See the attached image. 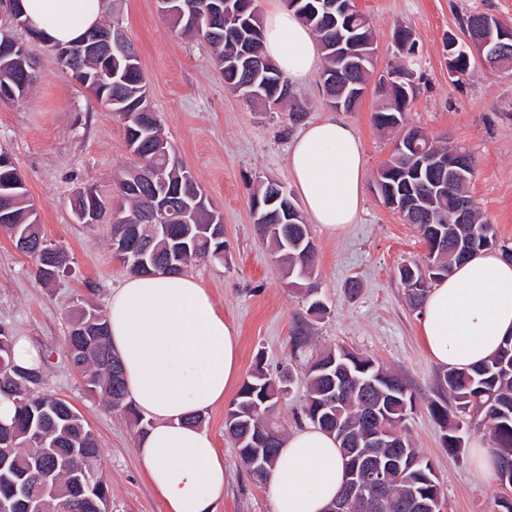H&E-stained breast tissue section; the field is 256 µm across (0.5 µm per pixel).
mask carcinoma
Segmentation results:
<instances>
[{
  "label": "carcinoma",
  "instance_id": "1",
  "mask_svg": "<svg viewBox=\"0 0 512 512\" xmlns=\"http://www.w3.org/2000/svg\"><path fill=\"white\" fill-rule=\"evenodd\" d=\"M214 0H180L179 6L186 13H194L198 22L189 24L176 13L170 18L174 30L184 35L200 37L211 47L216 64L224 74L228 88L236 93H256L251 101H260L268 106L281 104L291 98L285 93L290 88L288 79L261 51V19L257 6L248 8L245 15L233 20L224 14L209 12ZM297 15L314 33L324 59L321 74L336 72V42L348 34L347 26L357 27L360 41L375 50L371 23L362 17L350 15L336 19L325 14L317 0H302ZM252 52L256 69H243L238 60L241 48ZM61 67L70 71L80 67L84 79L82 85L96 98L108 105L113 112L123 117L132 112L150 110L148 99L143 96L146 87L138 59L127 66L120 59L111 65L117 77L102 78L99 61L87 58L76 64L66 56H56ZM34 61L29 53L0 57V97H25L37 80ZM373 63L367 69L348 75L346 90L330 91L331 95L343 94L349 98L348 110L358 105L361 95L352 90H365ZM413 99L412 93L396 88L381 110L373 115L374 123L389 128L388 118L404 122V112ZM126 141L140 138L141 148L136 154L135 166L123 171L117 183L122 197V218H134L146 209L154 193L170 195L194 210V223L171 225V231L154 234L153 227L143 239L150 244L148 254L166 265H175L184 270L201 260L224 262V240L216 237L215 211L205 196H197L199 186L190 172L182 168L169 169L166 181L153 185L142 179V174L165 163V154H173L172 147L155 127L153 136H138L139 127L133 121L124 124ZM447 155L451 149L425 140L418 145L405 147V154L391 155L390 167L405 164L417 156L420 150ZM94 196L90 204L81 196L71 201L73 212H83L95 206L99 218L108 213L106 202L93 186L88 187ZM419 199L424 218L414 219L423 239L434 238V231L442 232L448 239V249H430L423 266L414 263L403 266L413 269L416 279L425 276L433 283L453 273L455 267L472 255L496 246L494 226L484 221L477 207H472L470 222L455 223L454 210L458 198H470L469 184L458 187L456 195H438L428 177L418 183ZM0 196L13 201L8 218H0V232L5 233L15 246L36 259V275L46 284L56 280L68 268L71 261L69 251L61 245L50 244L41 234L39 218L30 204L28 190L16 165L8 153L0 148ZM277 262L292 278V284L302 286L308 302L307 311L321 314L325 311L323 301L316 289L305 282L314 264L315 248L308 225L280 224L278 230L267 234ZM101 313L89 304L76 310L70 321L72 329L65 336V347L76 371L83 378L88 391L101 397L113 410H120L134 421L140 432L148 425L127 399L123 369L118 356L109 344L107 321L83 336L73 330L75 325L87 323L91 316ZM12 333H0V394L11 398L15 411L7 422H0V458L8 460V467L16 474L28 477L31 503L40 504L52 512H93L86 502L72 493L76 481L84 484V495L106 506L109 490L97 476L99 468V445L83 415L69 402L44 393L43 368H28L15 364ZM307 386L301 418L329 434L343 428L348 433V442H337L345 465H350V448L363 446L378 427L389 430L385 445L369 448L370 462L387 469L386 493L374 496V501L352 499L347 512H414L412 503L423 499H443L439 477L430 460L410 445L406 422L414 407V393L398 374L386 369L372 357L346 347L324 350L311 355L303 371ZM293 381L292 372L272 376L261 365L256 364L251 374L243 381L236 398L229 405L224 421L228 437L237 444V454L243 463H248L252 448L261 449L266 456L267 473L253 476L259 483L270 477L274 462L284 437L277 419L279 403L287 395ZM439 386L448 393L449 402H434L431 412L443 429L442 445L450 453H459L464 447L460 435L463 418L477 419L487 426L492 434V451L499 459L500 484L512 485V336L507 337L499 351L487 362L467 369H448L439 377ZM343 391L335 401L332 394L336 388ZM407 451L421 460L422 465L405 471L394 465L398 452ZM53 474L49 484H41L40 471Z\"/></svg>",
  "mask_w": 512,
  "mask_h": 512
}]
</instances>
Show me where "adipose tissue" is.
Masks as SVG:
<instances>
[{
	"label": "adipose tissue",
	"mask_w": 512,
	"mask_h": 512,
	"mask_svg": "<svg viewBox=\"0 0 512 512\" xmlns=\"http://www.w3.org/2000/svg\"><path fill=\"white\" fill-rule=\"evenodd\" d=\"M55 43L98 26L104 0H9ZM263 52L301 85L321 63L314 34L281 0L263 15ZM288 173L311 223L333 236L363 208L365 152L353 127L330 114L304 126L287 152ZM109 342L126 391L148 417L135 447L165 512H215L224 496V456L196 416L223 403L240 378L237 328L193 275L128 276L106 306ZM430 360L463 369L489 359L512 335V262L482 253L434 283L420 318ZM345 478L334 439L307 426L292 432L268 479L273 512H326Z\"/></svg>",
	"instance_id": "1"
}]
</instances>
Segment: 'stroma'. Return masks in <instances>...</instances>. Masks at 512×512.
<instances>
[{
	"mask_svg": "<svg viewBox=\"0 0 512 512\" xmlns=\"http://www.w3.org/2000/svg\"><path fill=\"white\" fill-rule=\"evenodd\" d=\"M105 19L119 18L135 46L149 86V103L177 155L187 164L224 220L223 263L199 262L189 271L210 291L217 309L240 336L242 374L256 365L270 373L291 369L294 382L279 409L286 432L300 428L306 387L303 362L292 338L305 333L314 349L347 346L401 374L415 395L407 426L415 448L432 462L443 487L444 512H500L497 476L479 473L475 442H490L487 427H465L463 452L451 455L429 405L440 400L441 366L431 361L420 336V310L410 307L398 277L401 265L422 264L426 249L414 225L386 209L373 184L387 161L391 134L372 115L383 100L370 82L360 105L343 118L365 147L364 210L341 235L314 232L312 279L327 310L308 313L299 290L252 220L250 200L258 180L291 179L287 149L299 132L287 108L245 102L226 87L209 45L178 36L157 0H105ZM371 21L376 69L399 62L397 25L417 41L413 67L417 91L407 125L466 148L475 160L470 193L483 218L494 224L499 244L512 247V73L471 57V74L448 75V37L460 19L486 12L512 23V0H358ZM37 83L21 100H0V147L11 154L36 206L45 239L67 248L72 263L43 284L36 262L0 233V326L29 337L44 354L47 393L70 402L93 430L100 448L99 475L110 491L112 512H164L148 485L135 448L136 430L125 416L90 394L69 363L67 326L78 304L105 308L127 271L113 256L108 224H81L70 199L95 186L104 198L117 194L115 176L130 160L123 123L102 101L62 70L48 47L30 43ZM225 402L206 412L203 425L224 455L226 483L216 512H272L267 485L253 480L224 434Z\"/></svg>",
	"mask_w": 512,
	"mask_h": 512,
	"instance_id": "35a3bbf8",
	"label": "stroma"
}]
</instances>
